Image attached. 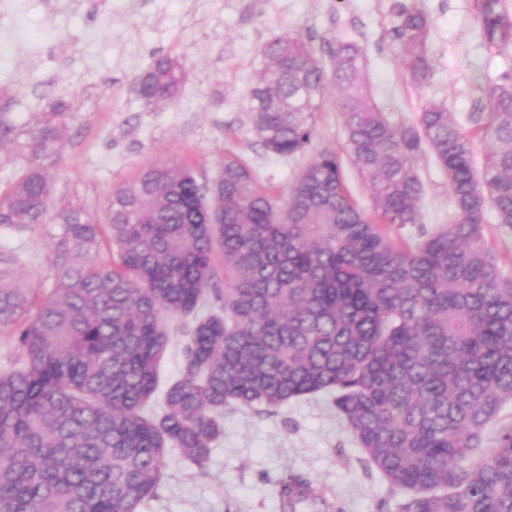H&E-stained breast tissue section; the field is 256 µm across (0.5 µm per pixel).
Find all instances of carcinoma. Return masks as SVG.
<instances>
[{
    "label": "carcinoma",
    "instance_id": "obj_1",
    "mask_svg": "<svg viewBox=\"0 0 512 512\" xmlns=\"http://www.w3.org/2000/svg\"><path fill=\"white\" fill-rule=\"evenodd\" d=\"M473 11L487 48L512 46L507 0H473ZM393 12L400 65L423 84L429 18L407 0ZM331 56L328 69L301 38L274 36L248 92L253 132L270 153L307 152L335 87L369 208L327 149L279 193L237 159L207 188L184 164L156 163L107 200L110 268L95 260L101 225L85 205L54 203L76 108L59 102L18 123L0 87V158L24 161L0 190V227L61 228L40 302L0 250V329L18 352L0 370V512H137L170 450L206 464L225 408L270 413L320 393L400 496L397 512H512V421L485 445L512 402V275L483 233L490 211L512 234V75L483 87L487 111L469 130L444 104L395 123L363 82L361 48L339 42ZM181 83L179 62L162 57L135 90L157 105ZM426 154L448 177L451 215L415 242L395 239L418 223ZM211 294L218 311L205 310ZM170 317L185 329L184 374L157 409ZM313 494L296 476L281 483L292 510Z\"/></svg>",
    "mask_w": 512,
    "mask_h": 512
}]
</instances>
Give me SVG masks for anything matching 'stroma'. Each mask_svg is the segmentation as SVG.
<instances>
[{
  "label": "stroma",
  "mask_w": 512,
  "mask_h": 512,
  "mask_svg": "<svg viewBox=\"0 0 512 512\" xmlns=\"http://www.w3.org/2000/svg\"><path fill=\"white\" fill-rule=\"evenodd\" d=\"M431 22L434 71L416 85L398 62L393 0H0V86L13 94L18 122L57 100L77 107L61 147L55 194L78 197L101 217L114 186L149 164L178 161L199 184L212 185L225 158L252 169L280 191L308 155L286 158L256 142L247 93L266 42L288 33L322 61L353 42L365 52V80L391 120L415 119L428 104L459 118L481 111L479 85L512 71V46L487 49L472 0H415ZM168 56L183 69L177 97L145 104L135 84ZM314 150L344 155L346 136L328 91L315 114ZM420 225L433 231L452 211L445 173L427 157ZM56 224L28 231L0 228V246L17 254L22 285L47 296L54 283ZM223 433L205 467L170 451L153 499L139 512H283L278 483L297 475L317 497L298 512H395V498L337 416L328 395L288 402L272 414L227 408Z\"/></svg>",
  "instance_id": "stroma-1"
}]
</instances>
